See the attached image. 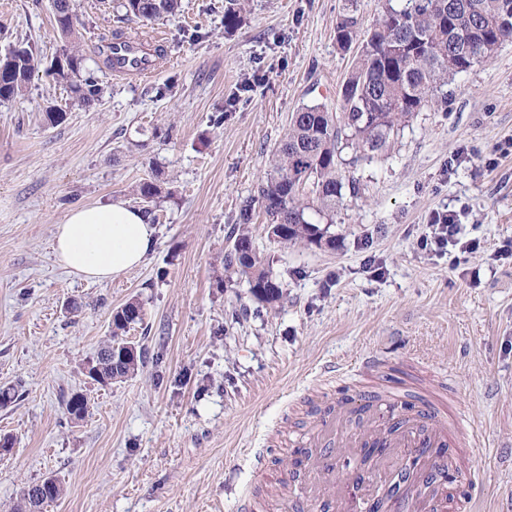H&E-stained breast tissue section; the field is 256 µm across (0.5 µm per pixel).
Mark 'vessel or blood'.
<instances>
[{
    "instance_id": "b4317fda",
    "label": "vessel or blood",
    "mask_w": 512,
    "mask_h": 512,
    "mask_svg": "<svg viewBox=\"0 0 512 512\" xmlns=\"http://www.w3.org/2000/svg\"><path fill=\"white\" fill-rule=\"evenodd\" d=\"M118 75L153 74L158 64L126 63L131 53L116 50ZM382 362L362 363L351 392L327 397L313 410L312 420L290 450L293 467L283 472L259 466L258 479H274L307 497L313 512H469L470 501L449 503L445 486L473 480L465 450L474 425L462 410L447 378L436 374L419 382L418 393L400 383L386 384ZM375 449V465L363 483L349 487L329 481L337 460L362 461Z\"/></svg>"
}]
</instances>
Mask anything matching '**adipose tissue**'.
Listing matches in <instances>:
<instances>
[{"label":"adipose tissue","instance_id":"adipose-tissue-1","mask_svg":"<svg viewBox=\"0 0 512 512\" xmlns=\"http://www.w3.org/2000/svg\"><path fill=\"white\" fill-rule=\"evenodd\" d=\"M154 233L140 211L123 203L83 206L56 225L53 252L58 263L79 278L111 281L142 264Z\"/></svg>","mask_w":512,"mask_h":512}]
</instances>
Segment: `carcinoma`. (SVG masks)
I'll return each instance as SVG.
<instances>
[{"label": "carcinoma", "mask_w": 512, "mask_h": 512, "mask_svg": "<svg viewBox=\"0 0 512 512\" xmlns=\"http://www.w3.org/2000/svg\"><path fill=\"white\" fill-rule=\"evenodd\" d=\"M180 0H125L126 12L143 22L159 21L178 11ZM244 23L235 0L224 10V29L233 31ZM357 18L346 15L336 25V42L343 48L357 36ZM129 35L122 29L100 40L96 54L112 68V51ZM506 42H512V0H385L370 31L364 37L359 57L342 88L339 111L319 105H304L292 113L288 133L275 151L273 174L262 183L257 196L243 201L227 240L224 268L244 276L254 299L272 305L283 297L256 251L249 226L255 206L267 218V235L282 243L305 242L334 246L327 236L336 204L358 194L352 167L371 162L388 147L391 135L408 121L428 99H448L444 87L474 64L492 58ZM35 69L32 49L11 48L0 55V100H11L24 91ZM53 74L67 83L84 103L99 98L103 88L85 57L65 53L52 64ZM350 159L343 158L345 150ZM141 202L150 204L162 193L154 181L136 186ZM143 320L137 300L125 303L112 314V334L95 353L107 386L132 374L144 364L143 351L129 359L112 357L127 344L122 333ZM67 414L80 420L87 410L82 394L65 404ZM63 483L49 477L24 485L17 493L14 512H44L63 495Z\"/></svg>", "instance_id": "obj_1"}]
</instances>
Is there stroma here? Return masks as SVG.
Segmentation results:
<instances>
[{
  "instance_id": "obj_1",
  "label": "stroma",
  "mask_w": 512,
  "mask_h": 512,
  "mask_svg": "<svg viewBox=\"0 0 512 512\" xmlns=\"http://www.w3.org/2000/svg\"><path fill=\"white\" fill-rule=\"evenodd\" d=\"M239 4L245 23L228 33L225 0H181L149 27L122 0H73L67 42L50 0H0V54L22 45L39 60L22 95L0 101V386L18 391L0 407V434L15 440L0 457V512L50 476L66 492L45 512H236L243 495L293 512L257 484L255 457L289 468L271 438L305 426L299 407L323 367L350 374L368 356L448 375L481 434L468 451L479 512H501L512 502V43L356 167L334 246L270 240L256 212L255 245L283 290L262 308L224 267L227 230L292 112L336 110L361 46L340 48L337 22L353 14L366 32L382 0ZM117 27L162 38L167 61L147 80L103 70L101 98L84 106L49 67L62 45L84 54ZM49 106L63 123L45 121ZM144 180L162 193L143 265L104 283L60 267L55 225L86 205L140 207ZM445 210L480 244L455 262L421 246ZM134 299L144 319L126 336L146 362L99 385L83 365ZM76 393L88 399L80 420L64 405Z\"/></svg>"
}]
</instances>
